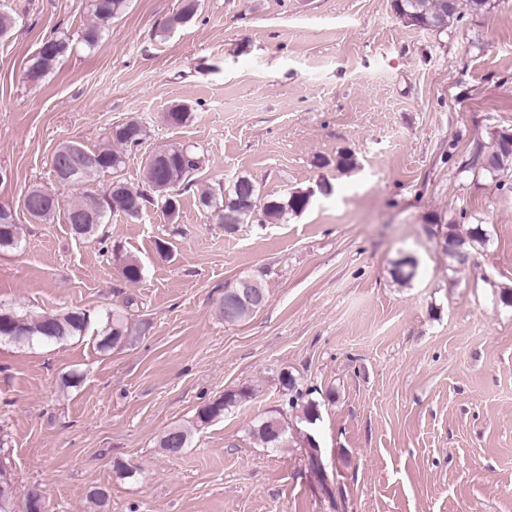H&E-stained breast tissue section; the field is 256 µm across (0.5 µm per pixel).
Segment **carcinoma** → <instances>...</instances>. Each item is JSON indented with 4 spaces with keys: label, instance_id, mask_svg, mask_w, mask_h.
Instances as JSON below:
<instances>
[{
    "label": "carcinoma",
    "instance_id": "cac0c4a2",
    "mask_svg": "<svg viewBox=\"0 0 512 512\" xmlns=\"http://www.w3.org/2000/svg\"><path fill=\"white\" fill-rule=\"evenodd\" d=\"M129 0H90V7L95 21L86 25L81 31L80 41L91 48L98 44L102 37V23L122 15L128 6ZM479 15L489 7V0H393V8L400 16L408 15L413 24L423 28L444 29L459 17L460 8ZM198 9V0H183L179 11L173 15L168 26L174 27L188 23L195 16ZM70 39L67 37L54 38L46 41L35 56L29 61L24 76L30 83L39 84L69 53ZM191 119V112L184 105L173 106L166 115V121L171 126H183ZM135 136L123 134H109L108 142L95 151H88L76 143L61 145L54 153L52 165L66 160L74 164L86 158L93 162V166L86 170H78L73 174L74 185L78 186L102 173L113 175L119 173L124 165L125 152L137 148L146 138V128L137 119L123 122ZM506 134L498 131L492 137V147L488 151L480 148L474 152V163L490 174H498L512 170V150L504 147ZM203 157L196 147L169 144L154 149L146 158L143 166V179L156 198L161 202V209L170 218H175L180 209V197L183 191L194 184L195 174L202 168ZM31 201L27 213L36 221L48 222L54 218L60 208V201L51 192L41 188L29 190ZM137 202L144 206L152 201L151 196L143 190L124 183L123 193L119 196L105 189L98 194H84L69 202L65 217L67 223L79 215H91L93 221L88 224V237L96 232L100 224L106 223L113 214L123 213L133 217L129 204ZM202 210L211 217L216 224L224 225V230L231 233L237 230L240 224L257 222L259 224H273L282 221L289 214H299L309 204V195L303 191L292 192L288 197L264 198L256 184L248 177H239L228 187L218 182L199 196ZM20 240V227L17 223H0V249H9L17 246ZM461 243L466 249L473 250L486 242V233L481 226L460 234L455 226L448 225L444 235V245ZM118 261L122 267L124 279L132 284L142 280L143 268L139 261L131 256H120ZM261 306L244 301L237 308L228 313L224 304L218 305V312L226 323H240L257 313ZM5 316L0 318V340H7L20 333L25 341L63 342L85 335L91 319L90 314L84 310L72 309L55 314H29L14 310H4ZM128 324L125 317L114 313L106 315V322L102 328L98 347L107 352L112 348L129 342ZM281 383L289 391L285 407L295 412V419L308 425L314 424L320 417L319 403L309 399L304 400L302 392L296 390L295 378L284 372L281 374ZM252 396L248 388L231 389L224 392L220 398L201 405L195 415V426L203 428L212 422L224 417L244 400ZM288 426L285 425L283 414L266 415L256 421L250 431L252 438L258 440L266 448H283L287 442ZM177 437L182 447H188L191 431L182 426H172L161 436L159 447L173 454L169 440ZM303 443L310 449L308 452L309 469L315 478L319 489L328 497H333L329 487L321 456L315 452L319 448L316 440L309 434L303 435ZM10 449L8 445L0 447V512H16V503L12 495L9 480L11 474L8 469Z\"/></svg>",
    "mask_w": 512,
    "mask_h": 512
}]
</instances>
